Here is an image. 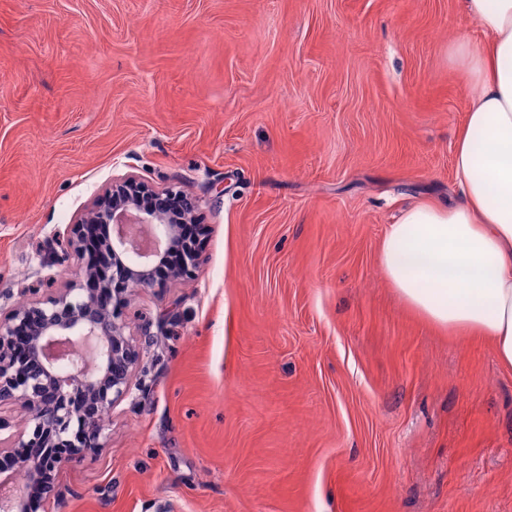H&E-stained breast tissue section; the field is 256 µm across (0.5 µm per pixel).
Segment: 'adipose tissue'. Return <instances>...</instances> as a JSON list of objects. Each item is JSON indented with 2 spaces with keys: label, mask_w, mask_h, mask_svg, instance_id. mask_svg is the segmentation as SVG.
<instances>
[{
  "label": "adipose tissue",
  "mask_w": 512,
  "mask_h": 512,
  "mask_svg": "<svg viewBox=\"0 0 512 512\" xmlns=\"http://www.w3.org/2000/svg\"><path fill=\"white\" fill-rule=\"evenodd\" d=\"M464 8L483 37H460L450 49L471 89L453 153L462 198L405 208L380 243L379 261L419 317L486 339L511 368L512 0H464Z\"/></svg>",
  "instance_id": "ef3b65f1"
}]
</instances>
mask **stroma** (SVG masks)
<instances>
[{
	"instance_id": "35a3bbf8",
	"label": "stroma",
	"mask_w": 512,
	"mask_h": 512,
	"mask_svg": "<svg viewBox=\"0 0 512 512\" xmlns=\"http://www.w3.org/2000/svg\"><path fill=\"white\" fill-rule=\"evenodd\" d=\"M463 33V0H0V310L75 278L114 178L207 226L132 293L131 391L41 512H512V368L379 263L460 195Z\"/></svg>"
}]
</instances>
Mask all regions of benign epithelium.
<instances>
[{"instance_id":"obj_1","label":"benign epithelium","mask_w":512,"mask_h":512,"mask_svg":"<svg viewBox=\"0 0 512 512\" xmlns=\"http://www.w3.org/2000/svg\"><path fill=\"white\" fill-rule=\"evenodd\" d=\"M199 202L176 186L158 190L127 175L112 181L71 225L66 249L84 259L87 228H112L103 245L112 265H86L80 279L56 292L0 313V431L7 411L21 407L24 429L0 438V454L14 455L40 482L61 464L81 463L102 438V417L131 390L139 351L126 334L128 296L191 275L198 246L180 243L182 223ZM180 246L181 258L166 265ZM24 448H47L27 458ZM0 512H39V504L0 484Z\"/></svg>"}]
</instances>
